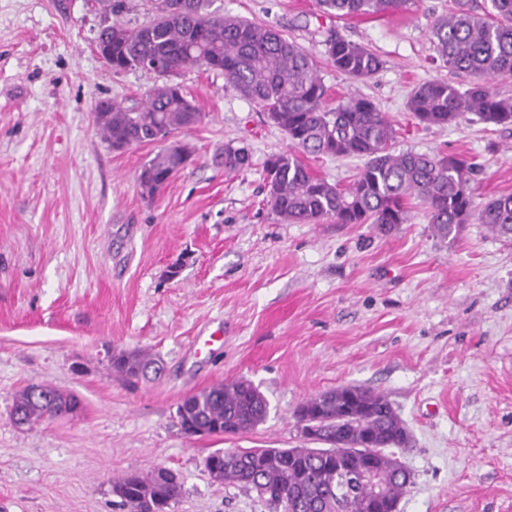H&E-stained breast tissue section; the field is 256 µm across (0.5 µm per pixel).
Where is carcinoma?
Wrapping results in <instances>:
<instances>
[{
  "mask_svg": "<svg viewBox=\"0 0 512 512\" xmlns=\"http://www.w3.org/2000/svg\"><path fill=\"white\" fill-rule=\"evenodd\" d=\"M328 16H375L404 8L408 0H318ZM439 18L431 39L450 72L474 78L465 90L433 79L417 84L407 108L418 123L445 126L467 115L492 125H512V98L496 92L489 79L512 77V0H490L481 15L473 0H454ZM208 0H154L155 17L135 28L107 26L98 39L112 48V70L119 74L157 63L167 78L146 101L127 106L101 101L96 124L114 150L164 140L197 125L202 115L170 81L188 65L224 75L235 90L282 131L295 149L336 158L365 160L346 187L317 177L292 152L271 155L265 164L272 209L294 224L333 219L338 224H371L381 232L408 220L415 199L424 207L435 235L454 241L472 216L495 234L512 240V194H503L475 209L470 190L475 164L456 154L395 152L396 130L370 99L353 97L334 107L315 59L276 29L207 11ZM325 54L337 71L358 80L383 68L372 49L331 33ZM217 162L228 171L251 165L245 146L227 144ZM167 165L161 151L138 174L149 197L161 189ZM111 371L130 382L159 376L161 362L145 352L115 355ZM81 402L49 384H30L14 397L12 419L32 427L45 419L74 416ZM268 402L248 380L219 383L184 397L177 407L186 434L237 435L267 416ZM303 416L318 421L319 438L329 448H253L230 451L229 460L215 452L206 461L216 481L256 492L279 512H363L368 484L361 479L365 461L375 449L380 457L379 482L387 494L377 512H397L411 484V473L392 452L405 448L407 428L381 393L361 386H342L307 400ZM181 481L169 470L129 473L112 482V493L126 512H170L182 496Z\"/></svg>",
  "mask_w": 512,
  "mask_h": 512,
  "instance_id": "carcinoma-1",
  "label": "carcinoma"
}]
</instances>
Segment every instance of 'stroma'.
Masks as SVG:
<instances>
[{"instance_id":"35a3bbf8","label":"stroma","mask_w":512,"mask_h":512,"mask_svg":"<svg viewBox=\"0 0 512 512\" xmlns=\"http://www.w3.org/2000/svg\"><path fill=\"white\" fill-rule=\"evenodd\" d=\"M453 0H409L375 17L322 16L317 0H211V10L272 26L316 60L327 104L372 99L396 150L461 154L476 165V204L512 193V126L416 124L411 89L467 88L431 40ZM154 16L153 0H0V512H120L113 480L157 467L183 494L171 512H269L256 494L214 481L217 450L310 448L297 424L310 397L357 385L383 393L411 445L413 479L398 512H512V240L477 219L449 243L423 208L391 233L368 224H292L270 206L267 158L286 134L223 75L198 66L175 81L201 112L176 132L192 157L155 198L137 176L162 148L113 150L96 128L102 99L144 101L156 74H114L95 40L107 25ZM378 53L352 79L325 55L328 31ZM247 146L249 168L216 153ZM342 185L362 159L303 155ZM145 350L163 364L130 385L112 355ZM244 378L269 412L253 430L190 436L186 395ZM48 383L82 402L73 417L17 427L13 397Z\"/></svg>"}]
</instances>
